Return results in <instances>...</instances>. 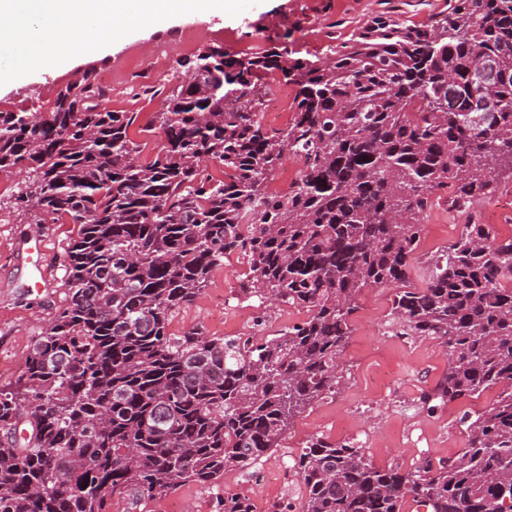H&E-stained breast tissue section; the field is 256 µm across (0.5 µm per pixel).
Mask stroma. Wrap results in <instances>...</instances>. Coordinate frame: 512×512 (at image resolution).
I'll use <instances>...</instances> for the list:
<instances>
[{
  "mask_svg": "<svg viewBox=\"0 0 512 512\" xmlns=\"http://www.w3.org/2000/svg\"><path fill=\"white\" fill-rule=\"evenodd\" d=\"M447 6L448 0H260L235 17H185L172 24L169 31L146 34L99 61V68L112 70V92L105 105L114 111L137 114L136 140L143 147L142 159L147 160L155 154L161 139L145 132L144 127L159 110L161 99L143 94L142 89L170 84L177 59L215 44L248 53L264 45L266 39L285 36L303 57L324 61L329 56L328 46L351 38L376 15L387 14L413 26ZM189 29L196 30V39L179 50L176 59L157 64L156 43L179 38ZM77 74L72 68L30 75L19 85L0 88V102L13 108L49 104L58 89ZM22 180V174L0 172V385L10 383L19 374L33 342L66 303L65 250L77 232L76 225L65 221L33 223L12 208L11 200ZM489 205V200L479 199L466 209L452 212L446 194L436 192L424 216L425 231L419 248L422 258L441 251L460 234L464 224L485 221ZM38 239L44 241L48 258L47 282L39 287L27 277L31 266L27 249ZM245 271L242 259H225L223 267L213 272L204 293L173 314L170 333L179 336L194 328L213 337L249 333L250 323L226 329L214 319L223 298L236 297ZM392 293V288L386 286L363 289L344 355L343 389L313 403L296 418L280 448L261 457L250 470L226 471L216 486L187 483L175 492L141 501L116 496L110 512H168L174 502L183 512H216L217 498L227 494L248 496L267 510L282 501L300 504L302 491L294 463L312 436L336 442L356 441L379 467L398 464L413 470L425 461L457 455L465 444L458 418L467 410H485L495 394L488 391L432 414L418 410L416 401L421 390L434 385L446 368L447 356L433 339L394 335L389 326Z\"/></svg>",
  "mask_w": 512,
  "mask_h": 512,
  "instance_id": "stroma-1",
  "label": "stroma"
}]
</instances>
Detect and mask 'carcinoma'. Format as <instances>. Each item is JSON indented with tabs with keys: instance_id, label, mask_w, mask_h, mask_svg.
<instances>
[{
	"instance_id": "cac0c4a2",
	"label": "carcinoma",
	"mask_w": 512,
	"mask_h": 512,
	"mask_svg": "<svg viewBox=\"0 0 512 512\" xmlns=\"http://www.w3.org/2000/svg\"><path fill=\"white\" fill-rule=\"evenodd\" d=\"M486 62L495 112L474 107ZM177 66L186 80L154 113L162 146L147 162L135 113L100 107L94 68L45 112L0 110V172L25 174L14 207L79 226L67 303L0 385V512H109L114 496L250 468L336 394L358 295L375 285L395 288V335L448 353L419 408L497 395L459 418L458 455L413 472L353 440L307 439L300 512H512V235L466 224L411 282L432 194L466 208L512 176V0H450L415 26L377 16L327 64L281 42L208 46ZM273 80L295 90L278 129L261 120ZM290 156L298 178L271 191ZM231 255L247 267L238 297L258 309L250 333H169ZM275 304L307 316L269 334ZM219 512L255 510L227 494Z\"/></svg>"
}]
</instances>
